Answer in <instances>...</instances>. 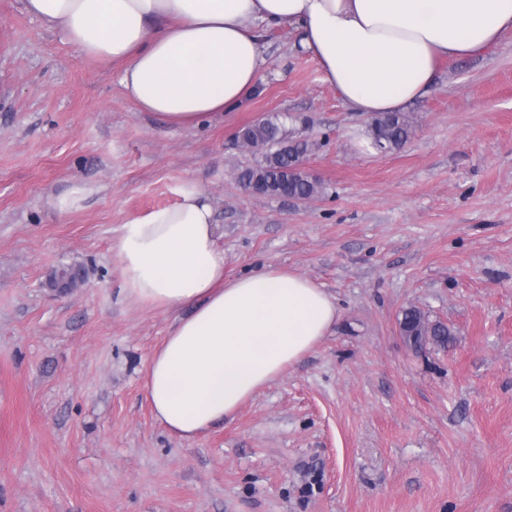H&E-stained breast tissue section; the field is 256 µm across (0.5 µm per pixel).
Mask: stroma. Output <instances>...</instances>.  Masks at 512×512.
Wrapping results in <instances>:
<instances>
[{"instance_id": "stroma-1", "label": "stroma", "mask_w": 512, "mask_h": 512, "mask_svg": "<svg viewBox=\"0 0 512 512\" xmlns=\"http://www.w3.org/2000/svg\"><path fill=\"white\" fill-rule=\"evenodd\" d=\"M256 93L197 128L139 111L122 63L81 58L0 0V512H512V33L443 60L381 152L303 52L261 29ZM310 145L311 201L252 196L242 128ZM80 209L51 201L74 183ZM186 187L214 208L224 274L265 263L330 292L336 327L193 440L143 381L171 314L130 304L111 249ZM63 267L84 277L58 293ZM447 325L413 349L404 308Z\"/></svg>"}]
</instances>
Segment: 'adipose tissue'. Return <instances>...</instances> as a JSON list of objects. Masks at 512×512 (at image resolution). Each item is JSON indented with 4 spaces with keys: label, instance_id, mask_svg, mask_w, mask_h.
<instances>
[{
    "label": "adipose tissue",
    "instance_id": "1",
    "mask_svg": "<svg viewBox=\"0 0 512 512\" xmlns=\"http://www.w3.org/2000/svg\"><path fill=\"white\" fill-rule=\"evenodd\" d=\"M81 57L123 64L139 111L190 128L253 94L265 59L255 23L295 29L344 105L370 118L426 96L442 59L479 55L512 32V0H22ZM126 299L173 313L144 390L181 440L233 417L300 363L340 318L307 277L266 264L224 276L201 190L124 224L114 242Z\"/></svg>",
    "mask_w": 512,
    "mask_h": 512
}]
</instances>
